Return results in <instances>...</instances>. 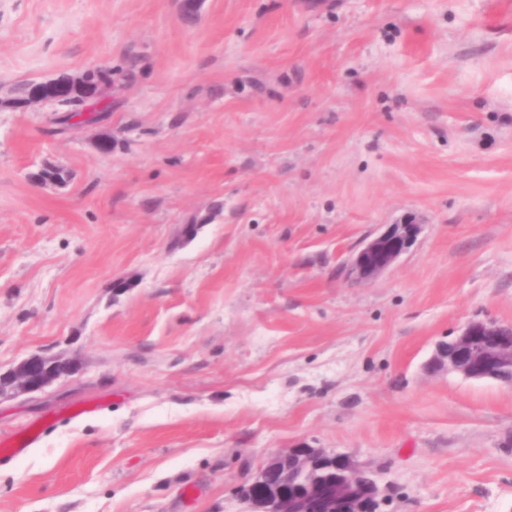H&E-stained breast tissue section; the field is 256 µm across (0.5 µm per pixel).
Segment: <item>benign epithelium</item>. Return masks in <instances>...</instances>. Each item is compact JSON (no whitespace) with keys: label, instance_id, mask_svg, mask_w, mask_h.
I'll list each match as a JSON object with an SVG mask.
<instances>
[{"label":"benign epithelium","instance_id":"7a95c632","mask_svg":"<svg viewBox=\"0 0 512 512\" xmlns=\"http://www.w3.org/2000/svg\"><path fill=\"white\" fill-rule=\"evenodd\" d=\"M33 96L22 105L12 97L0 98V106L27 109L38 103L60 105L76 98L81 111L106 98L108 88L99 70L78 77L58 76L32 84ZM421 227L413 221L390 224L368 240L346 265L347 275L368 280L390 269L416 242ZM440 366L467 379L495 378L503 370L512 372V325L495 321H472L451 341L438 346ZM71 370L70 363L32 356L8 373L10 383L23 392H38ZM360 469L350 457L323 448L294 447L274 453L246 487L253 512H364L371 502L383 503L378 484L359 481Z\"/></svg>","mask_w":512,"mask_h":512}]
</instances>
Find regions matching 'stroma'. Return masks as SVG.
I'll return each instance as SVG.
<instances>
[{"instance_id": "stroma-1", "label": "stroma", "mask_w": 512, "mask_h": 512, "mask_svg": "<svg viewBox=\"0 0 512 512\" xmlns=\"http://www.w3.org/2000/svg\"><path fill=\"white\" fill-rule=\"evenodd\" d=\"M92 68L95 120L0 110V375L75 367L0 394V512H248L299 444L512 512V384L430 368L512 324V0H0V87ZM420 224L404 221L391 224L368 240L346 265L348 277L368 280L390 269L416 242ZM71 370L70 362L32 356L12 369L6 377L23 392H38Z\"/></svg>"}]
</instances>
